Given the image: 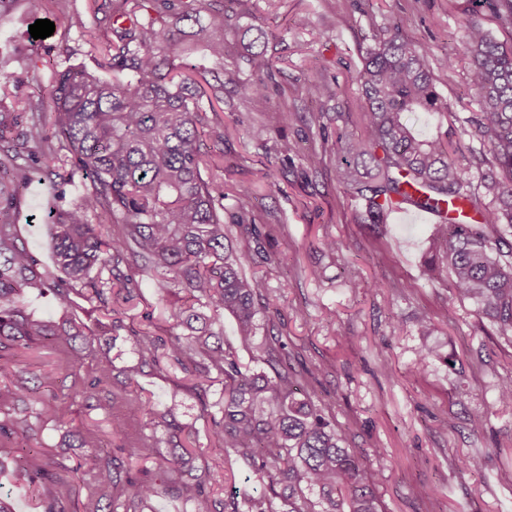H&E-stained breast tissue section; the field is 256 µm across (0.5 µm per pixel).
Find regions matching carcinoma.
Wrapping results in <instances>:
<instances>
[{"instance_id":"carcinoma-1","label":"carcinoma","mask_w":512,"mask_h":512,"mask_svg":"<svg viewBox=\"0 0 512 512\" xmlns=\"http://www.w3.org/2000/svg\"><path fill=\"white\" fill-rule=\"evenodd\" d=\"M25 2L33 15L43 0H0V14ZM503 25L512 26V0H478ZM208 20L201 19L202 10ZM102 21L112 37L99 49L98 68L115 74L101 78L85 68L56 73L48 88L53 133L41 121L42 99L28 98V122L11 111L10 81L0 83V354L46 344L69 348L78 368L97 335L73 320L35 317L26 295L37 290L67 311L72 295L122 323V305L139 299L140 272L178 286L167 300L164 335L136 337L139 360L123 370L120 388L112 368L86 377L75 395L93 401L112 421V434L124 419L112 401L139 387L144 369L179 367L189 391L210 423L213 439L204 448L196 436L161 456L153 467H137L133 452L105 448L92 452L99 501L93 512H144L164 489L190 506V512H239L234 497L215 491L218 479L209 465L194 462L210 452L235 453L248 460L264 491L248 501L247 512H383L378 475L365 471L366 456L347 444L308 388L313 372L298 369L285 345L279 346L270 377L242 368L234 349L224 344L221 314L235 319V332L249 344L258 317L271 318L265 280L242 272L224 224V183L209 173L224 165V131L213 124V101L222 100L220 72L198 62L202 53L224 60V0H106ZM470 59L469 87L479 111L470 123L486 147L481 179L491 203L478 205L471 173L461 160L469 147L441 135H426L412 121L418 112L445 115L448 103L438 92L429 53L400 31L366 50L358 74L366 103L363 130L344 140L337 183L364 200L366 222L384 223L401 205L425 209L437 218L429 265L450 273L449 292L461 303L478 306L497 336L512 344V41H498L480 14L465 22ZM249 78L236 81L243 98L265 94L272 81L265 50L240 56ZM57 192L46 219L52 228L58 275L40 271L39 259L16 233L22 192L37 175ZM83 193L64 204L61 187L75 179ZM127 264L130 273H115ZM224 378L221 416L205 397L212 374ZM0 366V438L17 432L16 409L39 420L55 416V396L46 395L56 379L42 375L36 385L10 381ZM155 429L183 430L179 407L162 412L141 403ZM32 428H22L20 454L12 463L17 476L46 512H60L51 463L30 468L33 449L24 443Z\"/></svg>"}]
</instances>
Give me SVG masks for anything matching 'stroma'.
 Wrapping results in <instances>:
<instances>
[{
    "mask_svg": "<svg viewBox=\"0 0 512 512\" xmlns=\"http://www.w3.org/2000/svg\"><path fill=\"white\" fill-rule=\"evenodd\" d=\"M232 20L226 29L225 69H234L249 27L270 32L266 54L276 86L262 97L243 100L234 83L224 85L215 120L224 128V167L213 177L231 196L226 214L242 215L261 232L259 241L232 235L247 273L262 276L272 307L253 348H238L244 366L256 367L255 353L282 337L295 362L316 374L313 388L350 447L364 449L371 469L385 479L378 491L387 512H512V406L496 399L499 384L512 380V346L491 332L476 308L452 300L442 278L431 277L432 223L415 216L364 221L365 203L336 181L338 133L360 127L363 99L356 77L368 47L393 31L447 60L434 70L436 84L453 119L418 114L424 132H460L477 111L467 83L466 19L476 0H226ZM54 33L37 45L28 33L24 7L0 16V81H19L15 111H23L34 86L49 87L57 71L81 64L95 69L91 42L110 38L109 26L94 15L93 0H50ZM307 18L304 26L296 18ZM296 113L284 124L283 113ZM294 144L291 162L281 166L276 185L265 172L278 163L282 142ZM54 187L37 181L22 196L24 219L17 232L51 267L52 238L43 211ZM342 242L322 249L323 239ZM456 321L444 323L446 310ZM429 317L438 330L435 356L418 369L421 341L416 322ZM99 337L81 368H72L67 348L46 345L6 355L17 375L56 377L54 419L38 422L31 444L34 463H56L65 512H84L95 492L93 449L118 444L159 454L183 442V435L152 430L139 401L161 408L181 406L180 420L206 437L200 405L183 388L180 370L142 376L136 392L112 411L124 418L120 437L94 403L76 397L82 380L103 363L113 371L137 363L130 327ZM456 352L455 368L442 358ZM486 411L481 430H472L471 411ZM79 430L81 447L62 440ZM478 459L479 470L467 469Z\"/></svg>",
    "mask_w": 512,
    "mask_h": 512,
    "instance_id": "35a3bbf8",
    "label": "stroma"
}]
</instances>
